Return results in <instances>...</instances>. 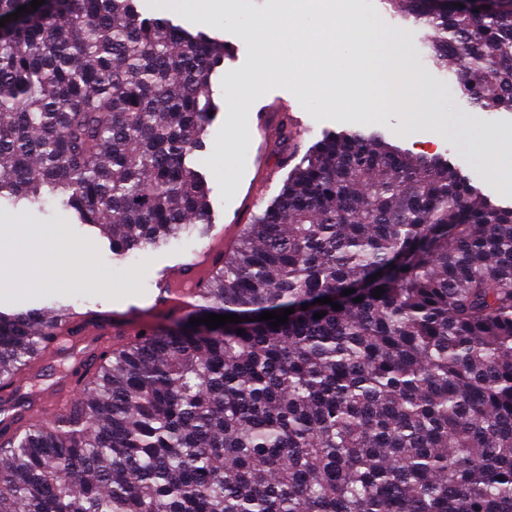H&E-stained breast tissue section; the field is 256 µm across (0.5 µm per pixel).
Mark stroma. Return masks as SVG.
Here are the masks:
<instances>
[{"instance_id":"35a3bbf8","label":"stroma","mask_w":512,"mask_h":512,"mask_svg":"<svg viewBox=\"0 0 512 512\" xmlns=\"http://www.w3.org/2000/svg\"><path fill=\"white\" fill-rule=\"evenodd\" d=\"M224 2L229 6L227 14L200 20L178 9L173 0H140L147 14L170 18L194 32L219 36L234 48L233 55L225 58L213 79L220 111L208 129L206 148L200 158L214 224L249 223L255 213L265 209L279 195L293 166L298 164L300 154L327 135L358 129L381 132L387 142L410 155L447 159L468 175L483 195L495 203L512 205V188L478 162L489 137L512 143V112H474L456 76L429 62V28L404 20L386 9L381 0H355L356 8L368 20L370 35L405 34L413 50L415 68L425 82L428 106L438 117L459 122L455 137L423 145L419 142V132L407 129L399 112L386 106L361 111L342 100L326 101L306 96L286 68L257 82L244 106H231L225 93L226 81L230 76H243L259 68L256 37L265 22V12L274 8V0ZM259 111L267 113V126L276 131L291 118H298L296 156L282 160L275 138L260 137L255 121ZM230 138L234 139L236 150L233 160L229 161L224 156V145ZM0 222L27 224L34 229L55 226L61 229L68 242L84 245L88 250L86 268L81 271L72 267L69 257L58 245L41 248V261L45 267L55 270L56 283H43L27 266H19L15 276L23 284L22 291L13 296L0 294V310L6 311L46 307L61 298L68 299L82 313L101 311L112 303L146 295L156 287L163 270L192 258L207 245L203 238H184L163 249L135 252L119 263L113 260L106 237L98 230L79 224L54 201L40 205L1 204ZM92 358V353L79 344L74 346L72 356L63 360L55 355H44L26 368L29 375L26 393L37 399L55 392L67 380L76 360Z\"/></svg>"}]
</instances>
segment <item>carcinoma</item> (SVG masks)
Wrapping results in <instances>:
<instances>
[{
	"instance_id": "carcinoma-1",
	"label": "carcinoma",
	"mask_w": 512,
	"mask_h": 512,
	"mask_svg": "<svg viewBox=\"0 0 512 512\" xmlns=\"http://www.w3.org/2000/svg\"><path fill=\"white\" fill-rule=\"evenodd\" d=\"M389 3L476 111L512 112V9ZM223 63L224 41L138 0L6 22L0 201H56L118 261L191 236ZM68 310L0 311V382ZM208 313L243 321L190 323ZM79 381L89 396L0 442V512H512V206L377 133L329 135L192 309Z\"/></svg>"
}]
</instances>
